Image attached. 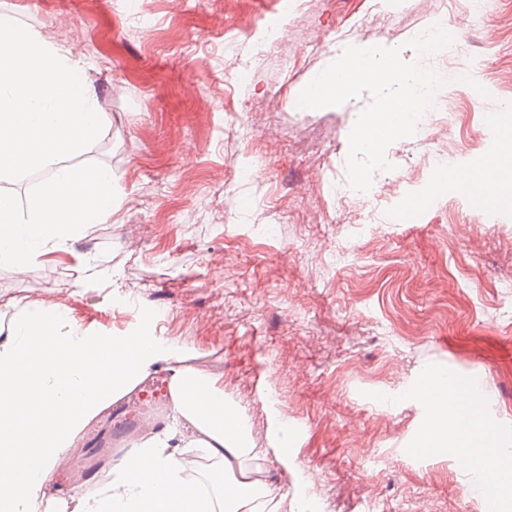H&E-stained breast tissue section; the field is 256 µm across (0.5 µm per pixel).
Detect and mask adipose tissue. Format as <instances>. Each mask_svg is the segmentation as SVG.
<instances>
[{"label": "adipose tissue", "mask_w": 512, "mask_h": 512, "mask_svg": "<svg viewBox=\"0 0 512 512\" xmlns=\"http://www.w3.org/2000/svg\"><path fill=\"white\" fill-rule=\"evenodd\" d=\"M187 344L142 336H90L56 306H22L0 341V512H313L303 490L287 496L232 461L252 452L246 417L208 375L186 368ZM174 382L173 428L113 463L108 482L52 498L47 490L86 422L123 397L157 363ZM424 391L433 409L427 449L481 437L473 387L433 371ZM214 463L186 476L193 449Z\"/></svg>", "instance_id": "obj_1"}]
</instances>
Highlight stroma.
I'll return each mask as SVG.
<instances>
[{
	"instance_id": "35a3bbf8",
	"label": "stroma",
	"mask_w": 512,
	"mask_h": 512,
	"mask_svg": "<svg viewBox=\"0 0 512 512\" xmlns=\"http://www.w3.org/2000/svg\"><path fill=\"white\" fill-rule=\"evenodd\" d=\"M464 0H0V11L83 56L105 133L71 166L117 177L112 213L17 272L0 267V339L22 303H50L89 335L193 349L249 418L250 466L282 492L295 474L316 512H485L460 453L424 450L433 371L480 381L485 424L512 449V203L474 212L438 189L429 128L386 150L346 198L349 133L369 94L322 109L301 90L341 47L403 46L440 23L455 48L424 62L471 70L431 112L452 140L495 144L512 104V0L475 23ZM280 18L279 43L266 46ZM495 41L482 38L486 25ZM414 207L412 220L396 214ZM287 419L293 472L271 448Z\"/></svg>"
}]
</instances>
